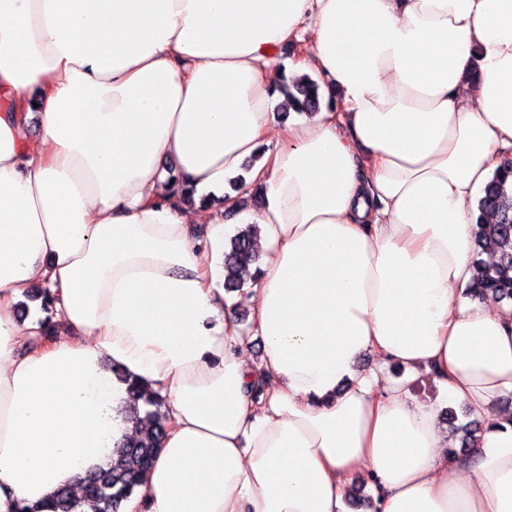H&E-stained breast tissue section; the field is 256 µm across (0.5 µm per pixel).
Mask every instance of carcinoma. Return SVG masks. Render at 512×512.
Here are the masks:
<instances>
[{
    "mask_svg": "<svg viewBox=\"0 0 512 512\" xmlns=\"http://www.w3.org/2000/svg\"><path fill=\"white\" fill-rule=\"evenodd\" d=\"M278 92L287 97V114H298L320 107V85L308 80L301 85H291L282 78ZM476 250L474 251L473 288L470 292L481 296L490 295L500 301H512V163L495 172L477 200ZM493 211L498 220L484 222V213ZM258 225L246 224L236 228L230 238L229 249L224 251V290L238 293L244 301L245 283L240 272L256 262L253 239ZM497 256L490 265L482 256ZM113 373L127 386L125 412L136 422L138 430L113 449L112 461L107 468L90 473L78 480L79 493L71 488L58 490L54 499L45 504L48 512H78L81 502L92 504L93 512H120L123 504L131 499L141 485L143 476L151 467L159 452L167 431L166 399L136 380L127 378L122 370ZM461 434V446L475 448L481 437L480 426L471 421L453 426Z\"/></svg>",
    "mask_w": 512,
    "mask_h": 512,
    "instance_id": "1",
    "label": "carcinoma"
}]
</instances>
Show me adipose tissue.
<instances>
[{
  "label": "adipose tissue",
  "instance_id": "ef3b65f1",
  "mask_svg": "<svg viewBox=\"0 0 512 512\" xmlns=\"http://www.w3.org/2000/svg\"><path fill=\"white\" fill-rule=\"evenodd\" d=\"M294 41L335 107L280 128ZM510 158L512 0H0V512L107 467L118 369L170 420L125 512H348L359 479L378 512H512V305L466 294ZM169 161L208 207L168 200ZM231 208L264 254L257 399ZM420 375L484 422L475 460ZM257 232L258 225L256 224L236 227V232L230 238L229 249L224 251V290L228 293H238L239 306L242 305L246 297L245 283L240 278V272L257 260L253 248V239ZM411 395L423 402H437L442 400L440 387L433 383L429 376L417 377L410 386Z\"/></svg>",
  "mask_w": 512,
  "mask_h": 512
}]
</instances>
